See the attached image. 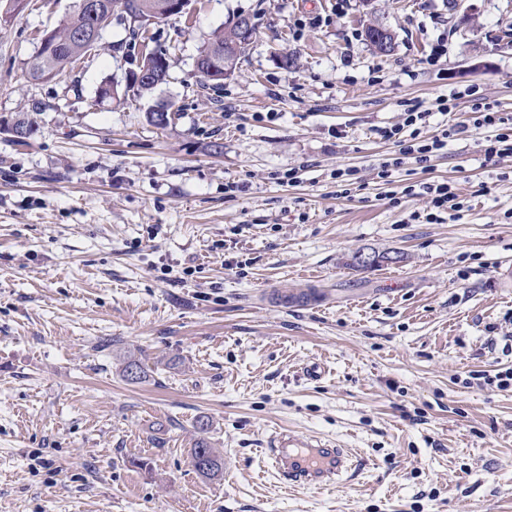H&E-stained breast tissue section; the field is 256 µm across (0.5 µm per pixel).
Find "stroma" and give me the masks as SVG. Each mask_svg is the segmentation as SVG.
Returning <instances> with one entry per match:
<instances>
[{"label": "stroma", "mask_w": 512, "mask_h": 512, "mask_svg": "<svg viewBox=\"0 0 512 512\" xmlns=\"http://www.w3.org/2000/svg\"><path fill=\"white\" fill-rule=\"evenodd\" d=\"M448 2L192 0L150 27L169 80L116 104L99 91L140 53L123 24L35 82L73 0H0V120L35 124L25 146L0 132V512H512V392L472 377L512 367V158L471 129L377 177L395 147L376 130L411 106L437 132L468 122L471 88L512 113V0H467L463 24ZM240 14L255 42L201 87L199 48ZM339 168L361 180L345 198ZM431 180L459 220H412L428 201L402 190ZM361 249L395 259L353 268ZM129 350L146 381L121 376ZM202 418L214 480L189 455ZM288 433L355 449L343 484L263 472ZM365 37L372 49L378 54H388L394 48L392 32L381 26H367L365 28ZM209 426L208 420H198L196 426L198 436L195 439L193 448H190V457L195 470L200 476L207 479H215L223 473L224 458L213 448L205 436L208 433ZM201 451L211 458V466L206 471L194 464V460L200 456Z\"/></svg>", "instance_id": "obj_1"}]
</instances>
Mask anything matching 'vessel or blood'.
<instances>
[{"label":"vessel or blood","instance_id":"b4317fda","mask_svg":"<svg viewBox=\"0 0 512 512\" xmlns=\"http://www.w3.org/2000/svg\"><path fill=\"white\" fill-rule=\"evenodd\" d=\"M265 454L268 465L286 488L333 485L353 466L348 449L315 445L287 434Z\"/></svg>","mask_w":512,"mask_h":512}]
</instances>
